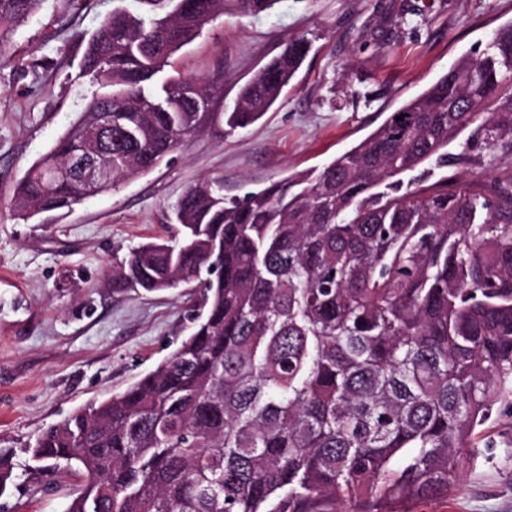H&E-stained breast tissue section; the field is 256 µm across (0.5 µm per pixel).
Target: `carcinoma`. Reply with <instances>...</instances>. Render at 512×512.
Wrapping results in <instances>:
<instances>
[{
  "label": "carcinoma",
  "mask_w": 512,
  "mask_h": 512,
  "mask_svg": "<svg viewBox=\"0 0 512 512\" xmlns=\"http://www.w3.org/2000/svg\"><path fill=\"white\" fill-rule=\"evenodd\" d=\"M115 2L84 54L107 92L17 182L24 220L182 149L209 96L164 75L170 58L278 0ZM40 4L0 0V42ZM309 50L270 59L229 128L269 111ZM511 87L509 23L322 168L232 199L221 180L188 188L176 235L131 248L112 283L196 284L191 333L29 448L82 478L67 512H402L448 494L487 422L512 417V172L430 178L467 129L512 155ZM91 146L112 177L80 194L66 166Z\"/></svg>",
  "instance_id": "1"
}]
</instances>
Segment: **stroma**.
<instances>
[{"instance_id": "1", "label": "stroma", "mask_w": 512, "mask_h": 512, "mask_svg": "<svg viewBox=\"0 0 512 512\" xmlns=\"http://www.w3.org/2000/svg\"><path fill=\"white\" fill-rule=\"evenodd\" d=\"M113 0H42L0 44V451L14 483L8 512H65L79 488L62 470L34 471L27 452L73 409L125 389L189 332L187 287L114 289L112 266L139 243L175 232L185 190L224 182L241 196L322 167L360 142L459 58L476 57L512 23V0H278L258 16L224 15L173 58L170 74L214 86V117L153 171L72 209L18 219L16 182L101 90L83 68ZM311 51L258 121L224 123L240 88L285 42ZM507 425L464 459L447 497L413 512H512Z\"/></svg>"}]
</instances>
